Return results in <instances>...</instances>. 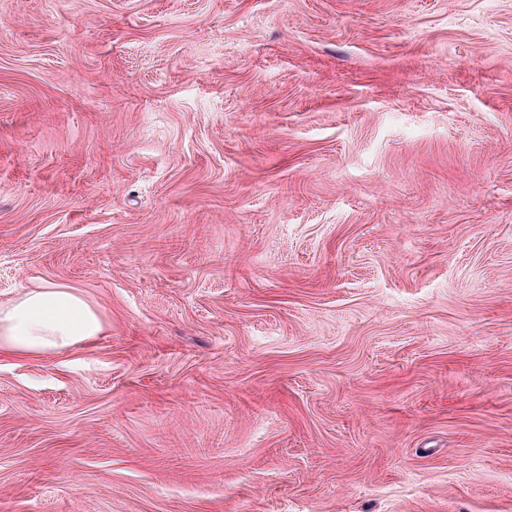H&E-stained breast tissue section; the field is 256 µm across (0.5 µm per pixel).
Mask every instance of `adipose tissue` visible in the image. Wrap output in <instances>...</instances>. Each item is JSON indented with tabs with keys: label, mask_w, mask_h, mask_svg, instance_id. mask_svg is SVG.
I'll return each mask as SVG.
<instances>
[{
	"label": "adipose tissue",
	"mask_w": 512,
	"mask_h": 512,
	"mask_svg": "<svg viewBox=\"0 0 512 512\" xmlns=\"http://www.w3.org/2000/svg\"><path fill=\"white\" fill-rule=\"evenodd\" d=\"M102 331L99 312L74 288L42 285L0 305V353H58Z\"/></svg>",
	"instance_id": "1"
}]
</instances>
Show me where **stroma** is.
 I'll list each match as a JSON object with an SVG mask.
<instances>
[{
	"label": "stroma",
	"instance_id": "1",
	"mask_svg": "<svg viewBox=\"0 0 512 512\" xmlns=\"http://www.w3.org/2000/svg\"><path fill=\"white\" fill-rule=\"evenodd\" d=\"M0 512H512V0H0ZM102 331L99 312L75 288L42 285L0 305V353H58Z\"/></svg>",
	"mask_w": 512,
	"mask_h": 512
}]
</instances>
